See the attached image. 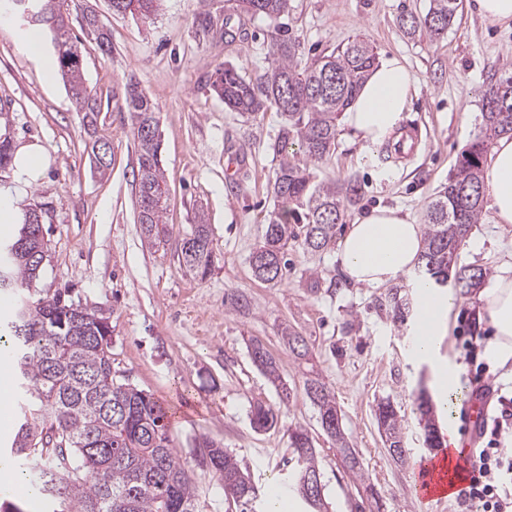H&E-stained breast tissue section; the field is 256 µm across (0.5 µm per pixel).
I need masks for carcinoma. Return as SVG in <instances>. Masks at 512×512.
Returning <instances> with one entry per match:
<instances>
[{
	"mask_svg": "<svg viewBox=\"0 0 512 512\" xmlns=\"http://www.w3.org/2000/svg\"><path fill=\"white\" fill-rule=\"evenodd\" d=\"M114 14H148L155 0H109ZM237 8L250 15L277 18L288 12L289 0H236ZM37 5L28 22L50 32L58 47L60 71L78 111L97 116L100 105L88 91L80 59L68 37V17L60 0H30ZM459 0H430L427 12L404 16L406 34L426 35L436 41L448 33ZM272 67L257 77H248L233 67L217 71L213 89L224 106L242 115H256L275 108L281 123L273 149L279 156L272 183L277 212L266 224L256 251L265 263L253 269L259 280L276 283L288 251L299 246L316 253L336 244V225L342 223L345 207L356 200L359 188L352 181L319 182L312 166L336 146L338 119L363 84L378 57L374 48L360 39L337 47L330 54L306 62L299 57V44L279 28L270 34ZM484 128L465 151L456 172L440 189L426 214L424 247L418 270L435 285L470 279L466 291L481 286L487 271L481 267L457 266L458 250L483 208L482 160L491 142L512 134V74L499 78L484 93ZM124 109L131 121L137 168L133 170L137 223L151 243L169 235L164 222L168 188L161 166L158 121L152 100L128 85ZM43 207L23 215L18 236L0 243V294L10 297V311L0 323V349L15 366L22 399L8 447L0 456L22 466L26 482L49 502L53 512H202L193 475L180 463L167 433L170 409L158 398L128 383L116 381L112 372V346L101 342L100 316L57 291L36 300L22 290L30 287L42 269ZM190 235L194 243L181 249L183 266L203 279L211 270L214 255L209 225L199 217ZM395 322H407L413 311L408 294L392 288L381 300ZM283 345L299 359L309 355L305 339L286 327ZM265 359L258 368L282 386V400L290 398L283 386L279 360L264 345ZM304 390L318 408L324 434L359 475L362 464L349 448L340 411L331 389L312 373ZM428 447H440L435 410L429 400L418 398ZM385 446L404 447L401 416L383 400L375 411ZM251 422L265 432L277 423L275 412L262 403L251 409ZM293 489L311 509L323 512L324 492L313 498L301 491L303 475H321L317 449L308 431L296 425L288 429ZM211 456L212 470L224 483V496L238 512H267L259 488L241 461L209 441L202 442Z\"/></svg>",
	"mask_w": 512,
	"mask_h": 512,
	"instance_id": "1",
	"label": "carcinoma"
}]
</instances>
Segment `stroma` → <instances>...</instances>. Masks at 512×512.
Instances as JSON below:
<instances>
[{"label":"stroma","mask_w":512,"mask_h":512,"mask_svg":"<svg viewBox=\"0 0 512 512\" xmlns=\"http://www.w3.org/2000/svg\"><path fill=\"white\" fill-rule=\"evenodd\" d=\"M76 0H65L86 85L101 104L96 125L77 112L61 77L44 78V59H56L50 35L43 58L25 48L28 24L10 13L0 25V107L9 119L14 148L38 146L42 168L25 189L22 208L45 210L49 257L29 290L39 298L69 289L72 299L102 310L112 324L117 380L154 394L170 407L168 434L179 459L192 471L204 512H235L222 481L203 465L202 439L247 463L263 495L280 493L282 512H305L292 489L288 429L306 428L318 450L328 512H459L455 498L424 500L411 490L418 464L433 455L419 423V392L434 393L429 363L410 352L412 324L393 323L378 307L384 288L348 282L337 250L288 253V272L275 284L258 280L252 253L276 206L271 181L278 160L272 150L282 119L276 110L255 116L225 109L211 83L219 66L257 75L271 65L268 43L277 26L288 27L304 59L329 54L360 38L378 57L403 58L417 80L403 114L416 124L414 155L397 160L388 144L361 157L360 144L339 129L336 149L319 163L318 180L353 179L360 188L347 206L337 237L377 206L398 207L423 222L437 191L446 185L460 154L483 126V94L495 73L512 71V26H490L462 0L443 39L408 36L401 17L427 12L430 0H289L287 15L250 16L230 0H161L147 16L118 15L97 7L107 45L83 26ZM210 12L213 29L195 23ZM157 106L161 161L168 184L165 221L172 232L149 246L136 222L132 171L137 166L131 121L124 110L127 82ZM108 143L111 161L97 168L91 147ZM245 164L234 180L225 169L233 156ZM205 218L214 264L205 279L181 267L178 242ZM459 262L497 274L512 263V224L492 221L484 207L459 250ZM321 286L311 290L312 278ZM242 292L246 312L227 296ZM476 323L493 328L477 293L457 295L439 355L459 365L462 394H470L471 365L459 333ZM308 342V360L282 344V328ZM260 341L279 359L291 389L289 402L253 364L249 344ZM332 388L347 441L363 463L355 478L321 429L316 406L303 389L307 368ZM390 400L404 424L406 464H397L377 428L375 408ZM275 409L278 423L255 431V402Z\"/></svg>","instance_id":"obj_1"}]
</instances>
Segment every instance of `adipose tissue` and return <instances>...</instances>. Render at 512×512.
Segmentation results:
<instances>
[{
	"label": "adipose tissue",
	"instance_id": "adipose-tissue-1",
	"mask_svg": "<svg viewBox=\"0 0 512 512\" xmlns=\"http://www.w3.org/2000/svg\"><path fill=\"white\" fill-rule=\"evenodd\" d=\"M415 92V82L398 57L382 60L369 73L344 114V125L369 151L399 128ZM484 190L491 200L493 221L512 224V137L498 138L488 163ZM422 250V231L408 215L389 207H376L355 219L339 253L349 281L371 288L384 286L409 273ZM416 312L419 326L411 341L417 358L434 362L435 389L440 403L457 393L458 365L439 362L440 340L448 330L455 305L453 292H441L418 281ZM480 301L494 329L489 343L501 362L512 360V266L500 268L492 287Z\"/></svg>",
	"mask_w": 512,
	"mask_h": 512
}]
</instances>
